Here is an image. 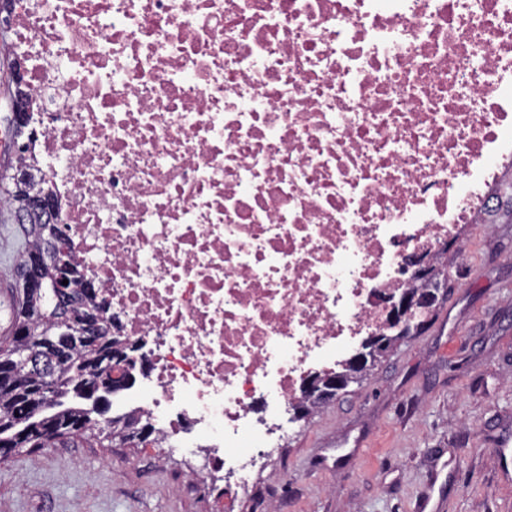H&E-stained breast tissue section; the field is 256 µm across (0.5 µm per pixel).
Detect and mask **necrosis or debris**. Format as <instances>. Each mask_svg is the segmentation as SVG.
<instances>
[{
	"label": "necrosis or debris",
	"mask_w": 512,
	"mask_h": 512,
	"mask_svg": "<svg viewBox=\"0 0 512 512\" xmlns=\"http://www.w3.org/2000/svg\"><path fill=\"white\" fill-rule=\"evenodd\" d=\"M56 220L235 512L307 375L512 165V0H11Z\"/></svg>",
	"instance_id": "obj_1"
}]
</instances>
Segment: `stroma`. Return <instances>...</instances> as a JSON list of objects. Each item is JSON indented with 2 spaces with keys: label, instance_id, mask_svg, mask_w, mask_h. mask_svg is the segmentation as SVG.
Here are the masks:
<instances>
[{
  "label": "stroma",
  "instance_id": "stroma-1",
  "mask_svg": "<svg viewBox=\"0 0 512 512\" xmlns=\"http://www.w3.org/2000/svg\"><path fill=\"white\" fill-rule=\"evenodd\" d=\"M17 225L0 222V332ZM448 298L353 392L295 424L238 512H512V223L470 224ZM185 462L93 436L0 462V512H218L175 491Z\"/></svg>",
  "mask_w": 512,
  "mask_h": 512
}]
</instances>
